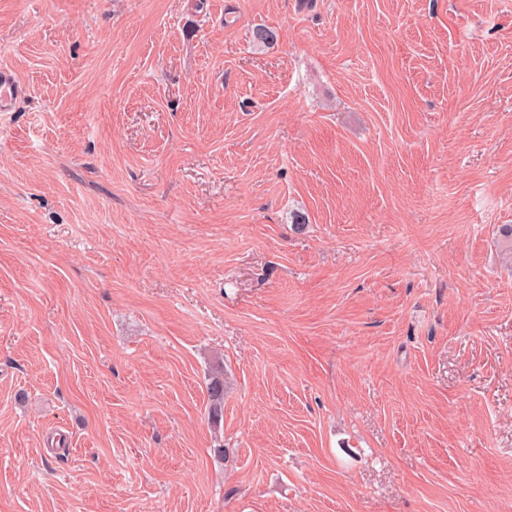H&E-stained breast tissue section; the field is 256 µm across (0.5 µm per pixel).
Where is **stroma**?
<instances>
[{"mask_svg": "<svg viewBox=\"0 0 512 512\" xmlns=\"http://www.w3.org/2000/svg\"><path fill=\"white\" fill-rule=\"evenodd\" d=\"M1 66L0 512H512V0H0ZM24 86L17 76L7 68L0 69V112L10 110L16 99L23 93ZM210 399L209 419L213 424H218L223 416L224 408V372L223 367H217L211 376L208 386Z\"/></svg>", "mask_w": 512, "mask_h": 512, "instance_id": "obj_1", "label": "stroma"}]
</instances>
